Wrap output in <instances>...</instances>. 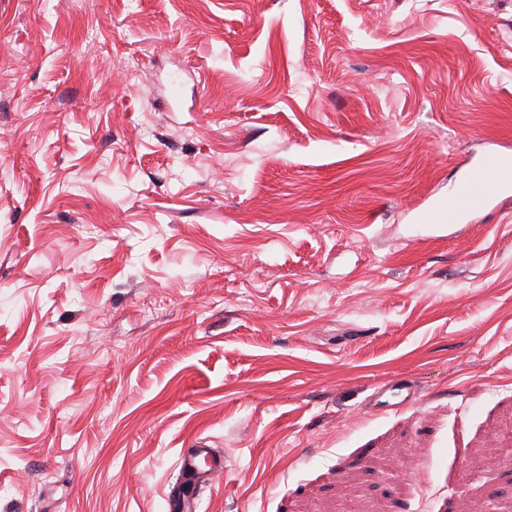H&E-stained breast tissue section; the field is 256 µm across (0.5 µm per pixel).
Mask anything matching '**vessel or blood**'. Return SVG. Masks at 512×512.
Here are the masks:
<instances>
[{
    "mask_svg": "<svg viewBox=\"0 0 512 512\" xmlns=\"http://www.w3.org/2000/svg\"><path fill=\"white\" fill-rule=\"evenodd\" d=\"M494 195L512 196V159L505 155H489L482 164L472 168L467 177L457 184L448 207L453 215L458 216L483 207ZM180 466L186 471L196 473L204 469L215 475L224 470L223 460L202 446L182 455Z\"/></svg>",
    "mask_w": 512,
    "mask_h": 512,
    "instance_id": "vessel-or-blood-1",
    "label": "vessel or blood"
}]
</instances>
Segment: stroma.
<instances>
[{"label":"stroma","mask_w":512,"mask_h":512,"mask_svg":"<svg viewBox=\"0 0 512 512\" xmlns=\"http://www.w3.org/2000/svg\"><path fill=\"white\" fill-rule=\"evenodd\" d=\"M499 152L512 0H0V512H512ZM510 161L511 157L509 160L507 155H489L482 164L472 168L467 177L457 184L448 204L440 208L448 207L453 213V221L464 212L483 207L491 195L511 198ZM194 446L198 448H192L190 452L181 456V469L191 471L196 475L199 472L216 475L224 471V459L216 458L212 454L211 448H205V444L201 442H198V445ZM201 460L205 463L206 469L200 468L199 464Z\"/></svg>","instance_id":"stroma-1"}]
</instances>
